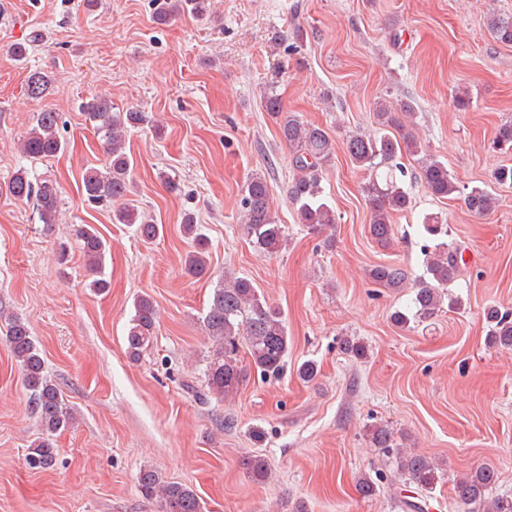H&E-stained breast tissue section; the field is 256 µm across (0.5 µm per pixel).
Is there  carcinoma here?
I'll use <instances>...</instances> for the list:
<instances>
[{
	"instance_id": "1",
	"label": "carcinoma",
	"mask_w": 512,
	"mask_h": 512,
	"mask_svg": "<svg viewBox=\"0 0 512 512\" xmlns=\"http://www.w3.org/2000/svg\"><path fill=\"white\" fill-rule=\"evenodd\" d=\"M489 28L493 38L512 45V16L492 14ZM50 77L34 71L27 78V93L33 99L43 98L49 88ZM264 108L275 120L279 137L292 155L293 176L288 185V198L296 206L299 223L312 232L336 223L333 208L323 198L320 171L335 154V143L320 126L304 121L295 112L284 110L275 84H270L264 95ZM82 111L101 136L105 148L104 164L90 167L83 174L85 201L94 206L112 207L113 220L134 229L143 242H152L163 234V225L139 210L128 199L130 193L131 160L126 152L125 138L130 128L147 121L139 111L114 112L112 101L95 96L84 102ZM414 106L403 101L390 106L378 102L375 116L378 132L367 136L351 132L346 138V151L351 164L366 172L363 191L369 202L371 219L369 232L380 244H388L395 236L394 215L410 208L411 199L404 189L408 169L399 162L407 153L417 163L420 181L431 196L437 199L461 197L468 210L477 217L487 215L495 204L488 190L474 187L470 191L460 186L448 171V165L438 156L428 153L415 136L412 126ZM59 113L45 108L37 113L34 125L20 143V152L36 161L54 157L63 152L66 142L60 128ZM6 192L14 199L32 204L39 222L53 224L59 207V191L47 177H36L20 167L5 182ZM245 224L243 231L254 246L263 253L278 251L286 241L285 227L276 222L272 197L265 176L255 173L246 181L241 198ZM183 231L193 242V250L184 259V272L201 277L209 272L208 243L198 232V225L190 214L184 216ZM421 234L430 241L424 245L426 276L409 277L400 263L379 264L369 271L370 278L385 288L411 289L410 304L398 308L391 320L400 328L410 323L424 322L440 311L443 302L456 306L459 300L446 297L447 288L459 276L457 251L444 241L448 235L446 224L439 217H423ZM81 250L88 267L98 274L90 287L104 292L110 282L104 277L106 240L93 227L85 225L78 231ZM493 346L512 350V315L492 306L484 311ZM157 312L153 300L143 295L134 303V315L126 334L127 351L139 355L153 340ZM202 328L214 348V355L206 365L208 393L219 400L236 394L245 373L240 365V347H245L254 369L263 376L276 375L283 370L288 356V328L282 312L270 306L258 293L253 282L245 276L224 273L213 288ZM5 341L24 372V381L30 392L33 414L40 429L26 454V463L33 470L52 468L57 460L56 434L73 426L74 415L65 403L59 388L45 375L44 360L22 320H9ZM370 439L374 447L395 454L396 470L392 484L407 480L423 496L435 489L439 468L430 457L393 447V434L384 425L373 426ZM244 465L250 476L267 481L271 468L268 460L252 455ZM497 474L493 467L482 464L459 477L453 486V512H512V497L494 494ZM138 487L147 498L161 501L164 512H202L198 495L189 486L166 481L153 468L140 470Z\"/></svg>"
}]
</instances>
